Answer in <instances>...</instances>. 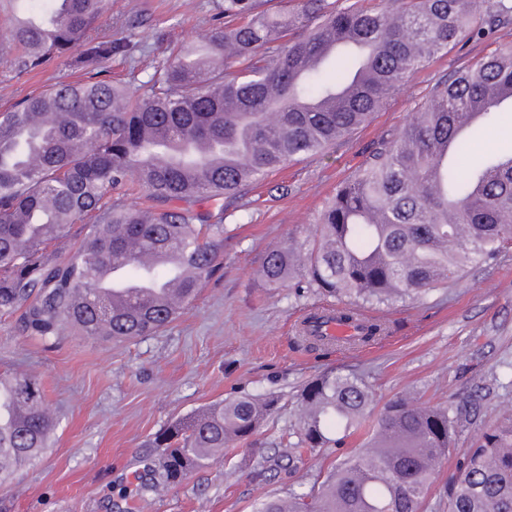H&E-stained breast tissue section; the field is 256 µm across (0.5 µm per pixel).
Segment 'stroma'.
Returning <instances> with one entry per match:
<instances>
[{"instance_id": "stroma-1", "label": "stroma", "mask_w": 512, "mask_h": 512, "mask_svg": "<svg viewBox=\"0 0 512 512\" xmlns=\"http://www.w3.org/2000/svg\"><path fill=\"white\" fill-rule=\"evenodd\" d=\"M224 0H112L98 33L132 37L129 58L107 65L109 78L146 79L167 45L207 38ZM512 25L485 40H463L431 60L369 124L325 153L301 156L224 201V261L196 299L165 330L124 344L64 335L51 347L0 315V374L34 376L56 418L45 454L0 488V512H255L269 496L307 493L338 461L335 449L288 458L303 386L331 371L364 376L373 413L406 394L425 406H458L459 449L443 464L421 512H447L446 484L461 451L512 415V247L466 268L456 284L364 304L392 332L361 351L318 355L299 346L297 326L326 299L266 287L259 270L272 248L309 244L320 211L344 180L363 170L428 99L432 89L499 45ZM81 76L61 57L17 75L15 53L0 46V112L59 80ZM248 395L278 396V408L251 441L165 491L144 488L159 451L154 437L213 404Z\"/></svg>"}]
</instances>
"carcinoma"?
Segmentation results:
<instances>
[{"label":"carcinoma","instance_id":"obj_1","mask_svg":"<svg viewBox=\"0 0 512 512\" xmlns=\"http://www.w3.org/2000/svg\"><path fill=\"white\" fill-rule=\"evenodd\" d=\"M5 44L19 72L80 46L88 78L60 80L0 112V313L46 344L64 330L101 341L159 333L178 316L151 297L120 313L101 293L121 262L159 283L147 258L166 251L187 275L189 304L223 259L224 207L296 158L323 153L366 124L387 96L462 37L482 40L512 23V0H300L288 14L256 0H224V26L199 49L183 42L135 87L95 75L128 43L91 35L106 0H19ZM512 104V45H501L431 96L342 182L299 253L267 252L265 285L295 283L336 299L349 322L372 300L416 295L462 278L512 244V154L469 162V131ZM139 193L144 203L112 202ZM81 224L72 239L69 229ZM345 348L387 334L373 319ZM373 392L360 377L326 373L299 398L290 445L309 453L368 435L308 494L268 497L256 512H420L455 446L453 406L389 400L372 424ZM278 399L208 407L154 438L159 483H180L235 441H247ZM55 419L38 380L0 375V486L50 447ZM448 512H512V418L482 433L448 480Z\"/></svg>","mask_w":512,"mask_h":512}]
</instances>
